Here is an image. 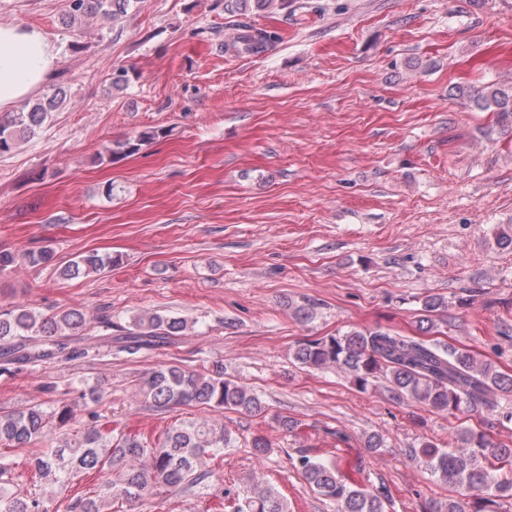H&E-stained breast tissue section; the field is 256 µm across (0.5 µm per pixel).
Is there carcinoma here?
<instances>
[{
    "label": "carcinoma",
    "instance_id": "carcinoma-1",
    "mask_svg": "<svg viewBox=\"0 0 512 512\" xmlns=\"http://www.w3.org/2000/svg\"><path fill=\"white\" fill-rule=\"evenodd\" d=\"M140 2L68 0L64 20L71 25L98 15L114 20ZM290 2L235 0V5L262 12L274 6L286 9ZM275 38L264 29H249L240 36L238 49L255 52ZM65 96L62 87L54 86L45 97L27 102L15 112H1L0 155L34 137ZM469 98L479 110L494 112L499 123L512 126V84L477 87ZM158 136L156 130L142 131L117 142L108 156L133 155ZM52 260L53 252L46 247L24 253L4 251L0 252V272L18 264L48 265ZM118 262L112 256L86 252L62 267L60 276L71 279L100 273ZM447 320L448 303L436 297L424 301L418 319L422 332L433 333ZM88 325L87 315L79 309L49 315L23 305L0 310V373L9 371L11 365L34 360L74 357L70 337L87 330ZM186 328L187 321L180 316L145 311L132 319L128 340L120 349L135 355L143 348L168 342ZM294 356L309 368L347 371L362 392L382 377L397 398L453 418L490 410L497 405L495 393H512V374L498 371L469 351L381 326L308 340L297 346ZM141 394L146 405L160 411L182 406L245 413L263 409L255 393L219 370L203 374L177 365L158 368L144 377ZM91 418V425L60 437L53 435L51 428L62 429L76 420L69 405L47 409L38 404L0 411V447L31 449V471L39 481L57 487L59 494L86 474L101 476L96 496L74 493L67 500L66 512H112V505L120 501L159 497L174 487L204 488L211 477V470L203 468L206 459L234 444L224 425L214 419L187 418L153 437L118 431L95 413ZM409 456L458 489L459 498L448 502V512H487L490 504L505 497L512 499V448L493 442L483 431L461 429L449 438L446 448L425 441ZM296 468L312 491L333 503L335 512H387L381 494L347 480L332 463L303 454ZM54 500L53 495H21L0 485V512H49L48 504ZM230 508L232 512H288V502L274 487L266 486L233 499Z\"/></svg>",
    "mask_w": 512,
    "mask_h": 512
}]
</instances>
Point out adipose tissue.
<instances>
[{
  "label": "adipose tissue",
  "mask_w": 512,
  "mask_h": 512,
  "mask_svg": "<svg viewBox=\"0 0 512 512\" xmlns=\"http://www.w3.org/2000/svg\"><path fill=\"white\" fill-rule=\"evenodd\" d=\"M58 52L37 27L0 23V110L39 90L51 78Z\"/></svg>",
  "instance_id": "ef3b65f1"
}]
</instances>
